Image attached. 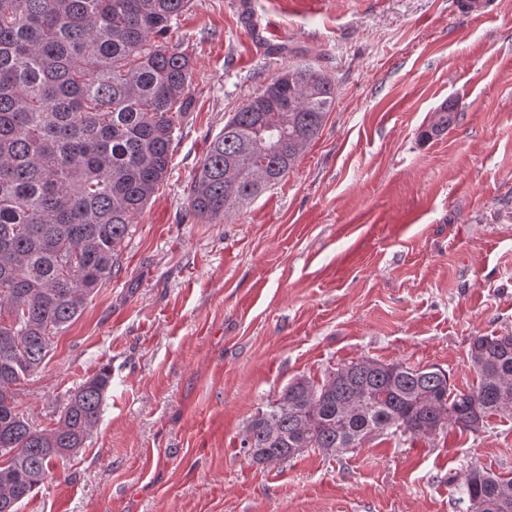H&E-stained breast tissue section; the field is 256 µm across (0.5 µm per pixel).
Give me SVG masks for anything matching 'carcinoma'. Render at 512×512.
Wrapping results in <instances>:
<instances>
[{
	"label": "carcinoma",
	"instance_id": "obj_1",
	"mask_svg": "<svg viewBox=\"0 0 512 512\" xmlns=\"http://www.w3.org/2000/svg\"><path fill=\"white\" fill-rule=\"evenodd\" d=\"M191 0H0V501L30 497L54 461L84 447L111 371L68 394L51 429L16 393L53 338L112 278L121 244L169 172L188 110L191 56L165 37ZM335 103L322 70L299 61L271 78L209 143L187 205L220 221L281 182ZM443 106L425 136L457 122ZM476 385L437 367L362 359L321 381L296 378L248 423L252 462L307 448L330 455L384 433L422 439L512 414V335L472 338ZM476 512H512V480L473 466Z\"/></svg>",
	"mask_w": 512,
	"mask_h": 512
}]
</instances>
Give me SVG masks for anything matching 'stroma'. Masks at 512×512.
<instances>
[{
  "mask_svg": "<svg viewBox=\"0 0 512 512\" xmlns=\"http://www.w3.org/2000/svg\"><path fill=\"white\" fill-rule=\"evenodd\" d=\"M452 2L191 0L169 33L193 60L171 171L17 395L49 429L110 366L97 426L19 512H473L471 466L512 478V415L263 465L240 448L296 377L370 358L465 390L472 337L512 334V0ZM302 59L336 92L318 136L276 187L194 218L209 142ZM446 103L458 122L426 137Z\"/></svg>",
  "mask_w": 512,
  "mask_h": 512,
  "instance_id": "35a3bbf8",
  "label": "stroma"
}]
</instances>
